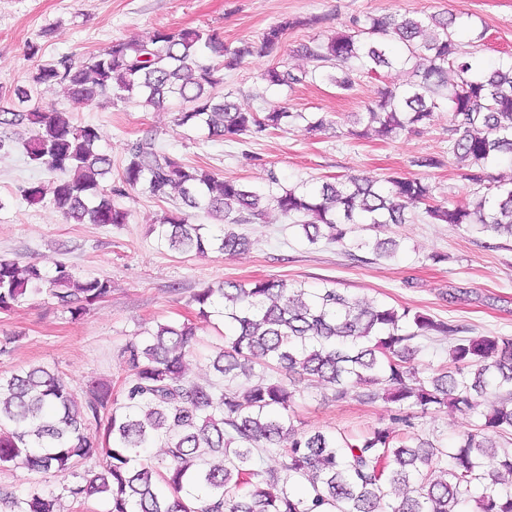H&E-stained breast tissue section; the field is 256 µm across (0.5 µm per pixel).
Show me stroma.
<instances>
[{"label":"stroma","mask_w":512,"mask_h":512,"mask_svg":"<svg viewBox=\"0 0 512 512\" xmlns=\"http://www.w3.org/2000/svg\"><path fill=\"white\" fill-rule=\"evenodd\" d=\"M367 14L422 20L453 14L462 22L470 18L485 34L479 38L460 30L466 51L487 63L512 53V0H0V93L27 85L37 65L64 55L82 59L112 40L144 39L161 27L207 29L234 48L257 40L283 18L316 16L318 25L288 30L271 56L248 59L225 72L220 91L257 112L281 105L294 112L327 114L335 126L322 134H310L299 124L229 142L177 126L173 103L159 109L134 99L84 105L71 101L57 85L43 90L41 103L97 128L99 146L112 159V172L103 181L107 187L117 182L129 144L146 136L189 165L265 193L279 186L309 189L352 176H397L424 180L435 201L445 203L477 199L488 195L496 181L511 180L512 158L507 156L488 168L484 184L463 179L462 165L449 150L444 108L417 134L391 140L354 136L356 115L377 101L383 87L405 83L408 73L389 70L379 78L363 73L345 94L328 79L327 69L314 68L301 55L300 47L348 30L352 18ZM282 62L313 70L314 75L288 90L260 81L262 71ZM426 154L438 157L439 166H413L416 156ZM272 173L278 184L269 183ZM52 179L44 168L30 164L23 149L0 153V258L35 264L49 275L62 264L80 277H106L112 293L77 321L44 296L0 313V338L12 339L9 353L0 355L2 376L44 365L76 390L92 378L122 388L127 376L120 356L123 346L156 322L197 319L192 295L224 280L250 283L275 277L296 287L333 285L360 298L464 325L475 336H512V237L484 232L478 225L438 224L417 207L408 223L389 224L377 232L378 237L397 240L393 257L363 251L354 261L348 243L324 239L309 244L293 220L270 209L262 220L236 225V232L250 241L245 251L232 257L218 252L197 256L170 251L153 231L175 202L134 191L121 200L131 212L129 223L74 224L50 203L31 206L21 198L22 188ZM292 409L295 425L306 431L360 434L390 418L384 402L365 404L352 396L336 400L328 389L304 382ZM476 422L475 415L450 408L414 420L420 437L450 447ZM97 469L96 461L88 460L72 474L56 477L2 466L0 489L21 497L33 492L55 497L59 512H107L105 500L81 504L67 493L69 485Z\"/></svg>","instance_id":"1"}]
</instances>
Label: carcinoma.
Listing matches in <instances>:
<instances>
[{"label": "carcinoma", "instance_id": "obj_1", "mask_svg": "<svg viewBox=\"0 0 512 512\" xmlns=\"http://www.w3.org/2000/svg\"><path fill=\"white\" fill-rule=\"evenodd\" d=\"M317 22L287 17L259 41L234 49L206 29L160 28L145 40L116 39L86 58L40 65L28 86L13 90L14 101L0 103V125L30 131L19 142L0 139V153L19 144L32 162L59 174L51 203L76 224L128 223L130 212L117 199L137 188L158 201L180 200L184 208L153 227L180 253L235 255L247 241L233 225L261 219L270 207L297 220L312 244L348 239L380 258L393 255L396 243L354 237L357 226L405 224L408 210L420 204L439 223L479 224L512 236V186L498 185L492 199L448 205L433 202L429 184L407 177H350L266 195L185 164L152 137L130 145L118 182L106 191L100 179L111 173L112 159L99 149L97 129L39 102L42 89L59 85L79 104L139 98L159 107L172 98L181 105L178 125L230 140L300 120L322 131L330 123L323 115L284 106L244 110L231 94L216 92L224 71L272 52L288 29ZM455 26L453 16L356 18L351 31L301 52L334 69L330 80L344 92L353 89L356 71L378 76L382 68L411 67L413 80L383 88L357 123L388 139L447 107L451 150L466 166L462 177L480 185L492 163L512 155V56L480 70ZM308 76L285 63L261 74L285 88ZM21 197L36 205L46 191L32 184ZM201 217L224 228L210 233L197 223ZM111 291L107 278H79L63 265L47 277L35 264L0 258V312L44 294L76 321ZM192 301L224 323V347L210 362L213 379L200 383L189 375L198 327L188 321L158 323L126 344L121 357L129 379L119 403L110 384L94 380L79 395L43 365L0 377V466L60 476L96 459L100 470L67 491L76 502L106 499L107 512H460L472 498L477 512H512V449L498 450L499 440L512 435V336H469L465 326L406 307L366 302L335 287L295 288L279 278L224 281ZM437 336L455 342L448 369L431 372L416 361L418 340ZM257 366L284 377L254 382ZM240 377L244 383L234 384ZM296 377L330 387L338 399L354 390L363 403L389 402L394 414L362 435L301 431L290 412ZM476 396L491 398L482 411ZM448 407L475 410L480 423L451 448L417 437L415 415ZM153 447L164 449L154 463L143 456ZM272 448L279 467H256V454ZM1 496L16 512H57L53 497Z\"/></svg>", "mask_w": 512, "mask_h": 512}]
</instances>
